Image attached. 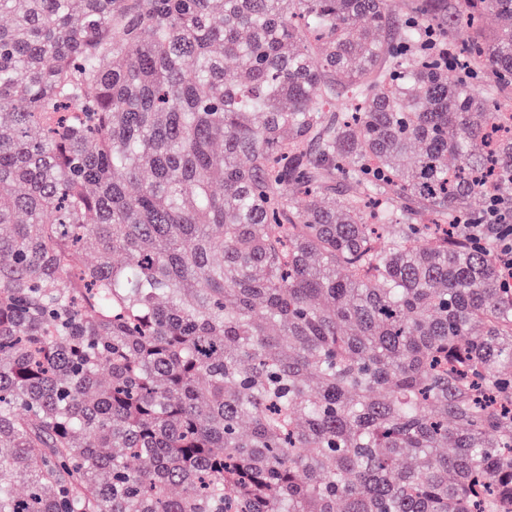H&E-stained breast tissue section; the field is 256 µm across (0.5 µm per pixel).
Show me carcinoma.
Returning a JSON list of instances; mask_svg holds the SVG:
<instances>
[{
	"label": "carcinoma",
	"instance_id": "1",
	"mask_svg": "<svg viewBox=\"0 0 512 512\" xmlns=\"http://www.w3.org/2000/svg\"><path fill=\"white\" fill-rule=\"evenodd\" d=\"M1 16L0 512H512V0Z\"/></svg>",
	"mask_w": 512,
	"mask_h": 512
}]
</instances>
